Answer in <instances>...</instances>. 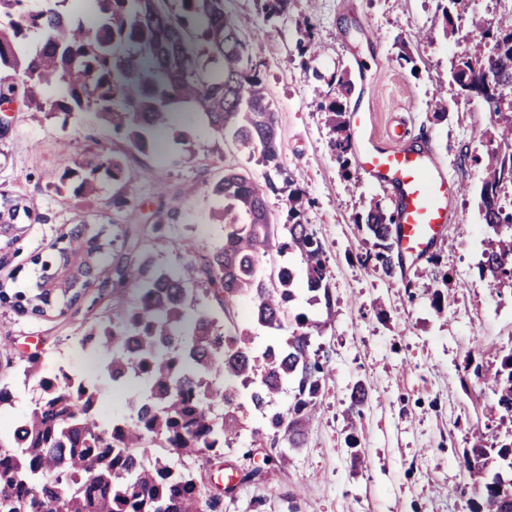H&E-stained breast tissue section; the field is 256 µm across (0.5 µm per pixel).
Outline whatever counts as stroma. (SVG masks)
Returning <instances> with one entry per match:
<instances>
[{
    "label": "stroma",
    "instance_id": "35a3bbf8",
    "mask_svg": "<svg viewBox=\"0 0 512 512\" xmlns=\"http://www.w3.org/2000/svg\"><path fill=\"white\" fill-rule=\"evenodd\" d=\"M250 54L260 69L276 116L281 145L277 192L268 194L274 223L288 221L290 187L304 192V221L314 225L329 259L330 308L311 306L298 290L296 310L326 320L321 342L329 353L318 420L309 428L305 447L291 453L288 467L271 466L252 481L242 478L253 467L244 456L249 428L260 414L244 409L248 427L223 458L204 466L211 493L221 495L222 512H467L460 491L468 481L461 466L474 432L502 435L508 421L490 422L482 407L480 384L462 390L457 375L466 363L498 364L512 348V295L497 292L480 279L477 264L486 246V229L474 193L481 172L461 166V150L481 155L492 146V118L480 98L459 95L450 68L481 26L496 24L512 11V0H464L462 27L455 37L442 32L441 0H292L287 15L266 21L256 0H224ZM312 29L319 56L305 61L299 43ZM415 60L407 65L401 58ZM348 73L351 93L325 87L312 91V72ZM448 101L449 117H434L435 96ZM338 100L346 119L365 117L375 139L387 141L394 126L409 139L428 146L448 177L468 183L470 192L452 206L454 223L465 236L446 232L432 244L430 260L404 261L402 276L389 281L361 254L373 241L358 226L363 203L372 198L394 207L392 188L362 175L343 173L331 147L334 135L322 100ZM11 131L0 137V188L37 201L41 218L28 224L12 245L0 243V289L30 288L36 280L32 260L51 252L77 217L103 232L106 254L122 250L129 224L150 237L156 266L172 269L178 242L193 240L206 251L222 244L224 228L210 223L216 199L210 186L227 168L262 179L258 154L232 139H218L195 115L184 114L161 147L136 151L87 112L68 123L32 118L14 104ZM123 164L115 182L94 170L101 152ZM71 180H63L64 172ZM95 173L97 197L75 195V175ZM133 197L135 212L112 205L118 191ZM176 210L174 220L155 228L156 214ZM447 272L439 286L428 276L431 265ZM443 295L434 306V292ZM136 291L113 285L108 266L66 312L53 309L35 316L0 307V382L16 393L12 413L21 417L39 392L20 372L23 359L36 355L46 372L65 366L95 378L96 353L78 339L114 308L133 306ZM367 387L370 398L358 420L347 414L351 390Z\"/></svg>",
    "mask_w": 512,
    "mask_h": 512
}]
</instances>
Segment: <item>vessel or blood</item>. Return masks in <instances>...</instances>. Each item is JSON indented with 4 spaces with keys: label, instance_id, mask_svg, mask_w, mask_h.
Returning <instances> with one entry per match:
<instances>
[{
    "label": "vessel or blood",
    "instance_id": "vessel-or-blood-1",
    "mask_svg": "<svg viewBox=\"0 0 512 512\" xmlns=\"http://www.w3.org/2000/svg\"><path fill=\"white\" fill-rule=\"evenodd\" d=\"M355 135L361 173L397 191L394 238L400 255L422 260L432 241L449 226V208L461 192L460 185L446 178L431 150L374 143L361 126Z\"/></svg>",
    "mask_w": 512,
    "mask_h": 512
}]
</instances>
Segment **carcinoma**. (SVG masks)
<instances>
[{"label": "carcinoma", "mask_w": 512, "mask_h": 512, "mask_svg": "<svg viewBox=\"0 0 512 512\" xmlns=\"http://www.w3.org/2000/svg\"><path fill=\"white\" fill-rule=\"evenodd\" d=\"M69 0H48L38 10L28 0H0V105L21 99L50 117L90 112L95 121L122 133L140 150L172 128L174 109L197 111L215 137H230L259 151V162L279 169L280 143L275 115L248 42L224 0H92L96 21H74ZM267 20L288 13L290 0H260ZM497 79L512 85V13L482 28L458 56L451 72L459 91L468 82ZM333 150L340 165L350 164L351 134L343 103L327 106ZM497 144L484 157L461 152V164L482 165L479 209L488 232L478 273L512 295V202L502 193L512 185V101L493 111ZM277 187L235 169L211 186L212 195L230 201L212 211L224 225V245L201 253L187 240L177 244L173 273L157 268L146 239H132L112 261L118 284L135 288L138 301L80 339V346L101 356L96 380L88 381L60 367L40 374V359L27 358L23 373L38 378L40 396L13 426L0 435V512H221L202 474L171 466L168 456L212 462L244 430L243 403L261 414L251 430L254 447L273 448L265 464L288 463L290 452L305 445L317 418L329 356L318 339L326 322L292 314L297 299L295 273L279 267L269 279L273 256H299L307 290L322 293L330 306L326 250L312 224L302 222L303 194L288 196V223H271L267 194ZM243 211L248 222L228 224V209ZM38 220L33 200L0 190V239L10 244ZM357 223L374 240L375 251L359 256L388 280L403 271L393 241L394 213L372 200ZM99 232L79 220L59 237L61 246L36 257L35 291L0 290V306L41 315L54 302L74 303L67 289L50 288L66 264L89 267L100 249ZM213 294L224 321L189 314L194 292ZM243 297L255 302L258 328L277 332L259 346L239 329L234 305ZM490 391L485 413L512 419V347L491 373L465 366L460 387L470 378ZM139 380L143 389L127 398L129 415L103 420L104 384ZM288 404L275 405L283 389ZM368 392L361 384L350 393L349 412L362 415ZM224 404V413L212 409ZM472 497L468 512H512V433L486 445L477 438L463 459Z\"/></svg>", "instance_id": "1"}]
</instances>
